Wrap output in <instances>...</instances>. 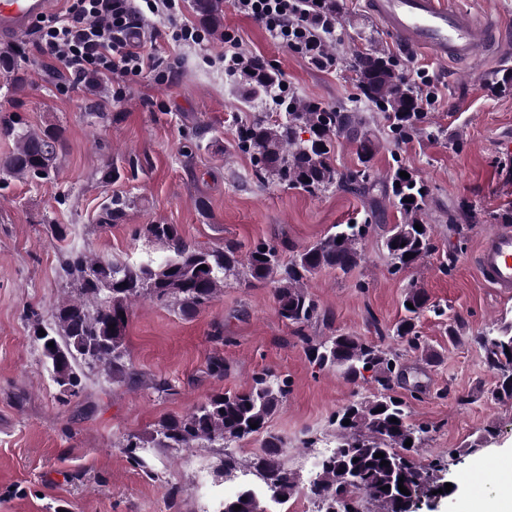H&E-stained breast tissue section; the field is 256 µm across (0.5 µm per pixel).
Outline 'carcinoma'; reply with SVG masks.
Returning a JSON list of instances; mask_svg holds the SVG:
<instances>
[{
	"mask_svg": "<svg viewBox=\"0 0 512 512\" xmlns=\"http://www.w3.org/2000/svg\"><path fill=\"white\" fill-rule=\"evenodd\" d=\"M200 19L213 28L222 23V0H194ZM350 66L356 74L359 95L383 112L391 137L406 142L424 130L427 113L421 111L419 95L412 83L397 69L388 55L375 51L352 53ZM246 93H267L279 82L278 76L262 66L244 74ZM276 118L258 115L238 129V147L251 156L256 173L278 185L310 194L331 188L366 192L381 184L402 216L383 236V247L391 260L392 273L417 268L432 249V225L424 220L429 190L415 175L405 179L402 165L389 174L371 176L369 162L374 154V134L355 112H328L313 102L294 98L281 100ZM309 133L305 140L302 134ZM342 138L356 147L361 169L337 171L331 164L336 140ZM16 146L0 159V171L10 177L49 179L55 174L54 162L61 150L60 133L54 129L23 130L15 134ZM413 201H408V198ZM126 202L113 197L97 215L102 227L123 218ZM422 226L417 231L414 224ZM371 224H347L314 245L285 259L280 250L260 243L247 251L226 241L222 246L191 247L181 238L175 224H148L144 235L168 246L171 255L162 259L129 265L120 261L93 258L82 250L66 253L64 269L72 279L78 297L61 301L51 323L42 326L46 337L41 353L54 382L65 396L82 390V366L103 365L114 382L132 378L133 372L124 351L128 317L132 302L149 299L175 305L180 314L191 316L216 296L224 281L244 275L258 282L275 284L274 297L280 318L304 330L323 321L326 312L308 291L311 276L322 269L347 273L362 260L360 241ZM414 254L405 258V254ZM207 269H201V266ZM413 307H408V304ZM404 317L396 324L394 336L413 351L422 350L418 335L419 315L430 308L424 289L410 285L403 295ZM308 344L312 363L321 370H332L345 381L355 383L370 373L377 384L370 395L350 402L336 411V444L318 463L308 493L319 502L334 503L348 494L375 503L381 512H414L423 487L442 494L445 482L433 479L418 466L411 453L418 450L422 427L409 423V406L391 394L393 378L402 370L400 351L384 348L350 334H338ZM489 367L500 373L494 390L497 398L512 400V321H502L478 336ZM54 347H49V342ZM288 395V381L272 372H262L241 392H222L210 396L191 412L165 418L146 436L132 435L125 445L129 457L148 468L143 453L151 448L173 451L207 448L224 449V474L242 468L232 444L265 433L267 423ZM397 422H392V419ZM350 423L343 424L344 420ZM257 428H251L252 424ZM412 445L405 446L406 440ZM264 452L247 468L261 481L257 487L243 483L224 502L241 506L239 512H275L298 490L295 473L281 459L278 437L267 434ZM384 454L385 466L375 454ZM409 491L398 489L399 478Z\"/></svg>",
	"mask_w": 512,
	"mask_h": 512,
	"instance_id": "1",
	"label": "carcinoma"
}]
</instances>
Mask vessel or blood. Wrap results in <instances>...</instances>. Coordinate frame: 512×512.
<instances>
[{
  "label": "vessel or blood",
  "instance_id": "vessel-or-blood-1",
  "mask_svg": "<svg viewBox=\"0 0 512 512\" xmlns=\"http://www.w3.org/2000/svg\"><path fill=\"white\" fill-rule=\"evenodd\" d=\"M56 0H0V35L27 32L35 18L52 12ZM367 8L400 45L424 51L443 62L471 58L481 48L496 54L512 45L494 44L495 21L449 9L444 0H367ZM475 264L482 282L498 293H512V230L482 237Z\"/></svg>",
  "mask_w": 512,
  "mask_h": 512
}]
</instances>
